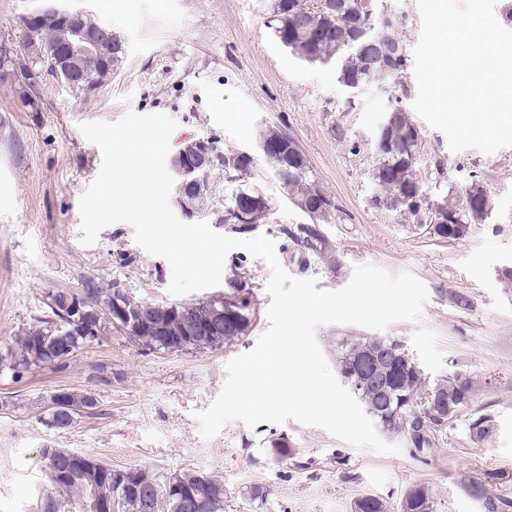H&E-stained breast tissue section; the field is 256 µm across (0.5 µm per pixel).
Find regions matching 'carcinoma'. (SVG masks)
<instances>
[{
  "instance_id": "1",
  "label": "carcinoma",
  "mask_w": 512,
  "mask_h": 512,
  "mask_svg": "<svg viewBox=\"0 0 512 512\" xmlns=\"http://www.w3.org/2000/svg\"><path fill=\"white\" fill-rule=\"evenodd\" d=\"M331 2L335 5L331 11H312L307 0H273L272 13L277 15V19L268 28L284 47L305 61L337 60L339 79L344 85L383 82L402 73L406 67V57L388 62L390 71L384 72L380 67L371 65L367 56L354 52L349 46L356 32L367 30L375 33L379 28L376 17L367 6L368 0ZM123 55L124 52L114 50L103 58L88 57L81 61L80 67L94 79L103 65L112 69L117 67ZM411 127L412 122L406 113H395L394 122L384 132L383 143L377 145L379 162L374 169L373 179L386 193V202L391 207L403 208L415 216L421 209L423 194L413 178L415 156L405 151V141ZM261 140L272 146L265 157L274 171L281 173V182L287 188L288 195L306 197L314 192L322 196L324 208L310 216L313 223L300 224L294 230L285 228L283 233L298 247L303 258L325 259L328 254L327 241L316 231L315 222H321L330 215L334 208L332 198L309 180V162L304 153H299V165L285 167L290 154L288 147L294 143L290 135L269 129L262 134ZM224 161L234 163V171L242 177L249 174L254 163L250 155L239 152L225 155ZM448 207L452 208L448 223L432 224L430 230L433 236L442 241L455 242L465 239L471 225L487 217L491 203L481 185L473 183L466 192L465 204L460 206L450 198ZM271 210L269 199L261 197V202L251 210L249 223L239 225V229L248 231L249 226L260 223ZM246 277L244 264H233L228 279L229 291L223 297L189 304L190 325L182 317V303L155 306L136 301L127 294L119 298L116 288H103L92 279L85 281L84 287L75 289V292L85 295L98 308L96 323L101 329L110 327L118 333L122 332L149 350L177 351L188 346L204 348L230 343L247 334L254 310ZM65 293V289L48 292V315L44 326L28 332L18 347L8 345L0 350V376L7 374L11 381L19 383L33 367L57 369L64 366L66 361L56 354L57 340L61 337H69L75 351L93 344V341L80 336L72 322L61 314L59 302ZM117 302L142 307L154 321L164 325L166 335L147 336L130 329L122 330L113 321L112 310ZM221 306L229 313L224 324L208 335L199 333L198 329L212 323L214 309ZM391 344L398 345L400 341L388 337L342 336L336 342L337 371L345 386L381 429L405 437L411 447L421 452L433 445L435 434L449 423V420H439L431 413L434 394L450 399L464 394L469 402L472 400L474 383L462 372H455L432 383L414 360L401 357L394 373L393 392L390 398L380 401L374 391L362 385L358 358L362 353L374 352ZM68 399L69 404L78 409L74 418L98 414L100 403L97 401L88 412L80 411L87 401L84 393L70 391ZM41 455L46 476L59 493H75L89 501L92 496L91 479L95 478L99 487L117 492L121 499V512H142L139 494L133 487L150 481L154 484V512H224V484L202 474L185 471L162 481L145 467H130L125 469L124 482L120 483L113 476L111 466L91 456L64 448L56 449L52 455L43 448Z\"/></svg>"
}]
</instances>
